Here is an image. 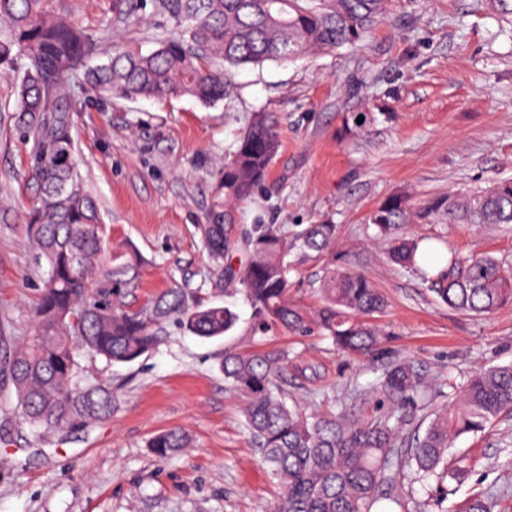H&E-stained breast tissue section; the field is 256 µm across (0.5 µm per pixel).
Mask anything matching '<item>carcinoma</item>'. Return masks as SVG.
I'll return each instance as SVG.
<instances>
[{
  "label": "carcinoma",
  "mask_w": 512,
  "mask_h": 512,
  "mask_svg": "<svg viewBox=\"0 0 512 512\" xmlns=\"http://www.w3.org/2000/svg\"><path fill=\"white\" fill-rule=\"evenodd\" d=\"M170 28L153 37L143 54L123 41L104 50L106 60L87 58L101 38L49 9V0H0V75L12 80L14 127L31 143L28 181L35 197L28 214L32 242L47 264L34 308V333L0 357V384L14 388L9 413L38 434L112 417V386L89 380L81 365L88 355L132 363L153 350L176 324L201 338L234 328L238 315L222 304L200 305L173 286L151 303H127L144 264L128 240H114L99 222L98 206L78 174L73 153L76 81L107 98L163 99L187 94L205 103L224 98L229 70L265 61H295L316 52L354 45L383 17L385 0H150ZM275 129L256 119L215 174L205 247L217 273L215 287L241 292L256 330L278 325L304 331L314 325L348 355L374 357L383 333L369 318L384 297L365 273L334 266L319 283L321 305L309 310L290 295L289 255L327 252L336 225L310 224L293 238L277 224H256L245 233L250 255L242 267H224L236 243L238 205L262 191L278 153ZM512 226V178L493 186L436 195L412 204L391 196L368 222L388 244L397 265L421 270L427 288L449 308L482 316L512 300V271L491 255L448 258L410 224ZM224 379L242 403L244 427L281 493L273 512H373L388 501L408 512L395 489L402 480L423 488L448 475V449L512 412V362L476 372L460 395L429 418L423 432L401 447L400 431L412 424L409 408L427 405L428 391L406 362L391 364L380 391L389 413L365 419L344 410L308 413L288 404L285 356L278 351L230 352ZM149 447L163 459L190 447L188 436L169 429Z\"/></svg>",
  "instance_id": "carcinoma-1"
}]
</instances>
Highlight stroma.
<instances>
[{"mask_svg": "<svg viewBox=\"0 0 512 512\" xmlns=\"http://www.w3.org/2000/svg\"><path fill=\"white\" fill-rule=\"evenodd\" d=\"M51 5L144 52L164 26L147 8L140 22L115 24L125 0ZM230 79L231 93L212 105L188 95L109 100L75 88L77 169L106 232L145 260L129 303L144 306L180 285L240 319L212 339L169 325L161 344L130 364L84 359L87 374L118 393L110 420L40 437L0 414V512H271L280 488L224 382L231 350L284 353L288 391L302 407L339 406L364 418L390 408L376 381L392 361L414 366L436 407L471 374L512 362V304L485 316L449 309L421 272L388 260L368 223L392 195L419 203L512 178V15L495 0H387L383 19L356 45L235 68ZM357 112L368 113L366 125L346 131ZM261 113L276 121L282 146L266 191L241 206L237 228L337 225L336 255L358 264L387 300L373 318L384 332L379 358L345 355L315 327L257 332L242 295L213 286L201 232L212 175ZM28 151L12 122L0 120V352L31 334L47 270L27 223ZM412 232L441 236L457 256L489 253L512 267V230L445 223ZM291 262L293 299L317 306L326 259L295 254ZM173 428L192 445L159 459L149 442ZM451 454L466 472L449 474L442 512L491 495L493 512H512V414L460 437Z\"/></svg>", "mask_w": 512, "mask_h": 512, "instance_id": "1", "label": "stroma"}]
</instances>
